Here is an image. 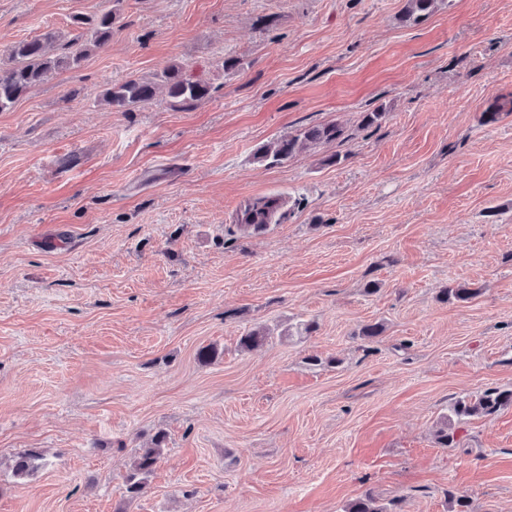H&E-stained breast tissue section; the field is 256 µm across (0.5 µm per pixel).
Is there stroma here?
Listing matches in <instances>:
<instances>
[{
	"instance_id": "1",
	"label": "stroma",
	"mask_w": 512,
	"mask_h": 512,
	"mask_svg": "<svg viewBox=\"0 0 512 512\" xmlns=\"http://www.w3.org/2000/svg\"><path fill=\"white\" fill-rule=\"evenodd\" d=\"M405 5L124 0L107 48L0 112V512H343L367 491L512 512V406L435 439L460 397L512 388V112L484 117L512 100V0ZM109 6L0 0V51ZM177 59L209 98L96 102ZM334 121L344 141L253 159ZM263 196L288 211L255 232ZM456 283L477 296L441 302ZM27 450L46 464L20 482ZM166 443L167 434L161 430L154 434L150 446L139 448L125 478L126 492L130 499L141 493L145 478L154 472L161 461Z\"/></svg>"
}]
</instances>
